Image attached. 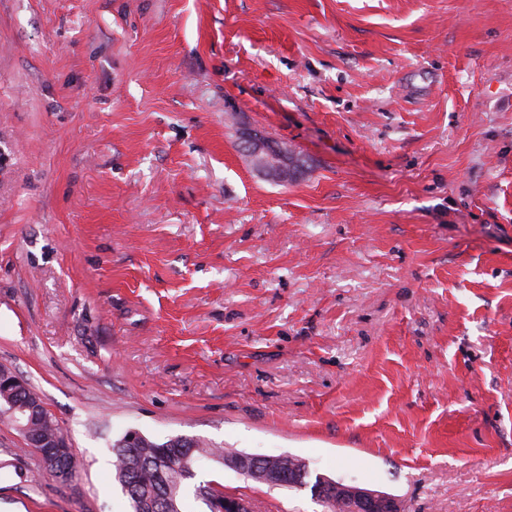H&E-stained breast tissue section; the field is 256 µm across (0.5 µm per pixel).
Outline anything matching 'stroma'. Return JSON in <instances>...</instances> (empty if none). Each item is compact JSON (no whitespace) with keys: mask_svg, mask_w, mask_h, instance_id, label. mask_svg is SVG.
<instances>
[{"mask_svg":"<svg viewBox=\"0 0 512 512\" xmlns=\"http://www.w3.org/2000/svg\"><path fill=\"white\" fill-rule=\"evenodd\" d=\"M0 366L80 463L0 421V512H130V429L512 512V0H0ZM247 154L252 160L251 169L266 179L279 180L284 178L290 167L301 165V155L294 152L293 160H288V155L281 151L275 142L261 133L248 131L243 137ZM50 478L60 486H71L78 475V463L75 454L67 448H56L52 461L42 466Z\"/></svg>","mask_w":512,"mask_h":512,"instance_id":"stroma-1","label":"stroma"}]
</instances>
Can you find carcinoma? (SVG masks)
<instances>
[{
    "mask_svg": "<svg viewBox=\"0 0 512 512\" xmlns=\"http://www.w3.org/2000/svg\"><path fill=\"white\" fill-rule=\"evenodd\" d=\"M33 392L27 386L0 389V417L16 425L24 418L31 423L35 432L49 441L64 443V428L45 408L40 407L35 416L25 410L28 398ZM126 437L112 443V466L115 479L128 499L131 512H181V499L187 481L194 478V464L205 460L225 463L227 458L237 454L233 449L216 446L193 437L180 443L174 437L166 441H155L140 435L138 446L130 448ZM192 444L193 452L187 456L182 452L186 444ZM267 464L283 474V486L289 488L308 487L312 496L320 483V476L309 481L308 464L294 456L278 455L267 457ZM50 478L60 486L72 485L78 475L75 454L68 448H58L54 459L43 465Z\"/></svg>",
    "mask_w": 512,
    "mask_h": 512,
    "instance_id": "carcinoma-1",
    "label": "carcinoma"
}]
</instances>
